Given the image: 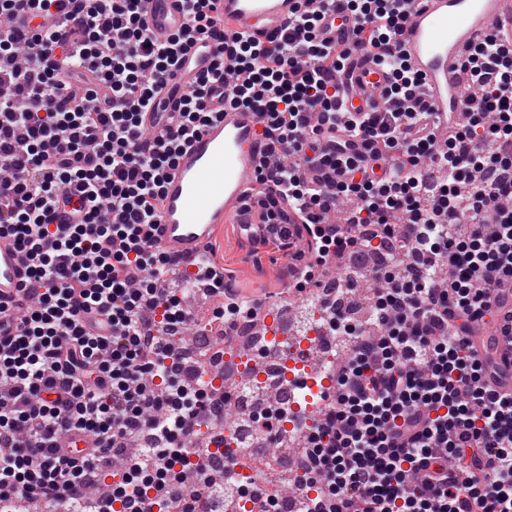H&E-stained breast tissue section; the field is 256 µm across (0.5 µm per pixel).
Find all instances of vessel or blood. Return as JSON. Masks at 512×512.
<instances>
[{"label":"vessel or blood","mask_w":512,"mask_h":512,"mask_svg":"<svg viewBox=\"0 0 512 512\" xmlns=\"http://www.w3.org/2000/svg\"><path fill=\"white\" fill-rule=\"evenodd\" d=\"M215 5L232 29L264 35L283 29L295 16L300 0H215ZM148 21L162 40L189 25L181 0H148ZM492 28L498 29L502 41H512V0H414L403 44L411 65L423 77L424 98L438 115L465 110L458 94L457 64L468 47ZM211 56V51L198 46L187 48L189 64L176 73L161 101L162 109L177 111L182 90L209 67ZM344 78L352 87L346 110L385 107L390 74L370 55L354 56ZM259 130L255 111L228 110L180 154L165 182L154 246L178 258L203 257L216 228L242 215L257 175ZM23 278L20 254L12 240L1 235L0 303L18 299ZM335 390L334 371L317 373L310 395L296 405V413L304 419L316 418L318 399L328 398Z\"/></svg>","instance_id":"b4317fda"}]
</instances>
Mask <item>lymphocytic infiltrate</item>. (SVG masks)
I'll return each mask as SVG.
<instances>
[{
    "instance_id": "1",
    "label": "lymphocytic infiltrate",
    "mask_w": 512,
    "mask_h": 512,
    "mask_svg": "<svg viewBox=\"0 0 512 512\" xmlns=\"http://www.w3.org/2000/svg\"><path fill=\"white\" fill-rule=\"evenodd\" d=\"M147 0H0V234L27 264V305L0 304V503L64 512H154L173 463L191 461L196 410L160 325L184 323L162 283L173 261L151 245L165 174L221 108L259 107L261 240L311 237L316 265L390 239L370 328L338 372L313 429L301 512H512V363L478 332L512 335L499 290L512 286V45L489 33L465 55L460 94L475 104L447 136L418 98L402 20L412 0H333L349 39L321 35L323 0L288 29L225 26L213 0H183L210 68L159 114L144 111L174 76L183 35L158 41ZM392 71L388 107L343 111L356 53ZM397 159L391 178L381 162ZM355 202L342 223L341 199ZM75 220L60 224L56 215ZM94 447L73 459L66 436ZM153 438L142 455L125 446Z\"/></svg>"
}]
</instances>
